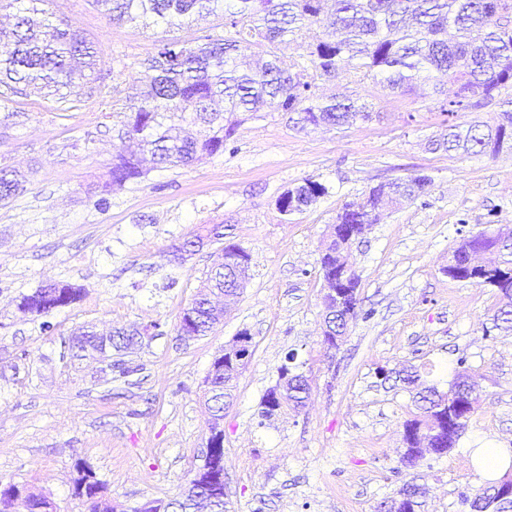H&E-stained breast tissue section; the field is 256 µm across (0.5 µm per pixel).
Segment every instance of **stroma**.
Segmentation results:
<instances>
[{
	"mask_svg": "<svg viewBox=\"0 0 512 512\" xmlns=\"http://www.w3.org/2000/svg\"><path fill=\"white\" fill-rule=\"evenodd\" d=\"M52 8L102 52L95 83L79 84L68 104L0 97V118L10 122L0 163L27 187L0 206V480L42 492L56 512H88L73 494L83 463L118 512L173 499L209 436L211 364L245 330L252 355L222 424L230 512H375L407 482L426 489L424 512H465L462 494L482 486L472 449L512 448V335L489 330L494 289L443 268L464 237L512 225V152L429 150L448 123L444 99L430 93L434 76L400 96L381 75L347 69L320 90L360 97L372 121L305 132L274 112L242 124L224 154L151 167L99 208L87 186L128 147L118 131L145 82L144 60L162 39L224 35V20L168 30L109 24L95 0H53ZM416 176L430 179L427 191L387 208L353 244L364 316L339 350L325 352L323 239L371 186ZM307 178L327 194L282 217L278 196ZM215 228L220 238L210 237ZM192 232L206 234L204 246L174 261L172 245ZM227 240L252 258L243 292L212 332L183 338L180 314ZM54 281L82 288L83 298L56 311L46 331L17 305ZM156 322L161 334L124 356L130 375L68 354L79 329ZM290 356L310 379L307 405L261 421L263 397ZM409 365L442 391L466 368L480 405L456 448L406 467L403 424L418 409L382 375Z\"/></svg>",
	"mask_w": 512,
	"mask_h": 512,
	"instance_id": "obj_1",
	"label": "stroma"
}]
</instances>
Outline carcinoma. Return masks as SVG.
Segmentation results:
<instances>
[{
	"instance_id": "carcinoma-1",
	"label": "carcinoma",
	"mask_w": 512,
	"mask_h": 512,
	"mask_svg": "<svg viewBox=\"0 0 512 512\" xmlns=\"http://www.w3.org/2000/svg\"><path fill=\"white\" fill-rule=\"evenodd\" d=\"M50 0H0V10L15 9V23L0 32V96H22L29 91L46 90L66 101L68 90L78 77L76 64L94 70L98 49L83 38L68 21L47 8ZM103 5L109 23L138 17H151L153 23L180 25L192 14L221 12L230 37L207 36L201 43L162 40L146 62V88L140 101L129 107L123 122L124 137L138 150L119 153L112 159L109 179L91 188L97 205L108 203L106 195L125 184L144 178L140 152L151 153L155 163L188 166L203 157L224 153L236 129L246 120H262L270 112H284L294 126L340 128L357 121L373 119L374 112L357 98L325 96L317 93V81H327L349 67L385 75L392 89L401 94L414 91L419 74L435 71L455 87L461 100L447 109L453 117L475 107L487 106L512 89V23H504L487 0H97ZM323 27L322 37L311 44L312 70L299 68L288 60L283 48L312 26ZM256 50V65L240 58L241 48ZM512 146V110H504L491 122H448L443 133L431 138L433 151L496 156ZM430 180L417 176L403 181L381 183L369 189L356 206H345L336 216L322 243L320 271L326 280L348 264L354 240L348 225L375 224L380 210L403 199L422 195ZM26 191V180L18 171L0 164V202H8ZM327 187L310 178L286 189L277 200V210L287 218L302 212ZM477 246H493L500 252L499 273L480 276L470 269V252ZM225 261L211 269L204 290L182 312L177 324L180 336H201L224 319V309L211 298L227 296L236 300L240 289L224 287L229 269L251 260L249 252L235 243L222 248ZM451 278L472 285L488 286L499 296V307L492 318V329L512 332V225L501 224L493 231L482 230L458 243L448 253L443 268ZM82 296L81 289L68 283L47 284L21 297L19 311L44 319ZM324 312L331 304L323 302ZM334 335L344 338L349 324L360 313V299L335 311ZM99 336L80 330L71 340V349L81 359L100 354ZM141 343L137 330L112 334V351L120 355ZM399 378L414 392L419 415L404 424L400 462L404 465L428 451L443 455L456 447L476 411L475 384L465 371H459L448 391L428 385L419 371L403 369ZM237 374L219 367L211 380L209 397L213 426L220 427L224 405L232 397ZM306 389L281 393V400L268 391L262 400L277 412L300 410L305 406L311 385L298 373ZM220 470H194L175 501L190 508L192 496L208 494L224 509V482ZM73 493L85 499L90 512H111L102 483L86 470H79ZM424 491L405 484L397 497L383 501L379 512H418ZM43 495L15 485L0 486V512H44ZM462 504L475 512H512V496L504 495L493 480L473 494L462 495Z\"/></svg>"
}]
</instances>
